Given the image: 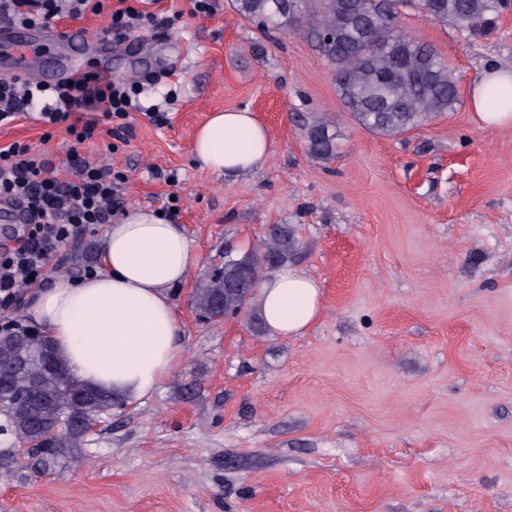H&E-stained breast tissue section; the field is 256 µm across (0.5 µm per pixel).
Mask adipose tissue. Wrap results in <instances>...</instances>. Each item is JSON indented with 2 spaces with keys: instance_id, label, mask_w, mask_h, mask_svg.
Masks as SVG:
<instances>
[{
  "instance_id": "1",
  "label": "adipose tissue",
  "mask_w": 512,
  "mask_h": 512,
  "mask_svg": "<svg viewBox=\"0 0 512 512\" xmlns=\"http://www.w3.org/2000/svg\"><path fill=\"white\" fill-rule=\"evenodd\" d=\"M494 87L512 89V67L488 66L474 82L470 105L483 127L512 125V98L491 106ZM194 155L227 177L257 171L270 152L268 131L249 110L210 113L197 129ZM198 256L183 225L156 210L131 208L109 224L99 271L56 277L29 299L25 316L51 337L71 372L90 387L131 401L152 396L179 362L180 322L172 301ZM267 329L303 334L323 313L318 282L283 266L259 286Z\"/></svg>"
}]
</instances>
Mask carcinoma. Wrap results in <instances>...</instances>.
<instances>
[{"instance_id":"carcinoma-1","label":"carcinoma","mask_w":512,"mask_h":512,"mask_svg":"<svg viewBox=\"0 0 512 512\" xmlns=\"http://www.w3.org/2000/svg\"><path fill=\"white\" fill-rule=\"evenodd\" d=\"M407 0H231L234 11L260 32H300L316 46L334 79L340 98L359 126L372 133L400 136L444 116L459 99V79L447 58L409 36L400 23ZM508 0H418L430 20L452 23L473 34L489 31ZM306 153L320 161L336 157L339 133L333 120L315 114L302 125ZM295 238L288 226L267 231L258 250L229 257L224 267L201 281L193 305L205 318L221 302L233 311L252 299L265 268L292 257ZM250 267L253 287L232 284L234 264ZM22 368H0V416L12 440L0 445V476L23 481L80 463L84 435L55 430L62 413L77 420L112 413L118 400L87 388L55 352L51 341L27 329L0 331V352ZM34 399L14 407L27 392ZM30 446L18 459L15 448Z\"/></svg>"}]
</instances>
